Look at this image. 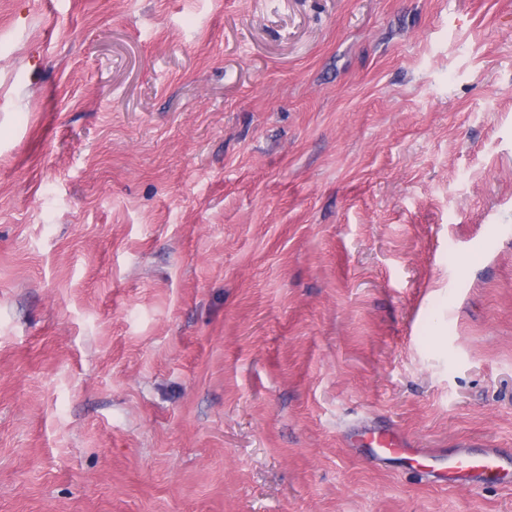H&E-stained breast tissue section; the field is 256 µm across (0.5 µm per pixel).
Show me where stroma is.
Instances as JSON below:
<instances>
[{"label": "stroma", "mask_w": 512, "mask_h": 512, "mask_svg": "<svg viewBox=\"0 0 512 512\" xmlns=\"http://www.w3.org/2000/svg\"><path fill=\"white\" fill-rule=\"evenodd\" d=\"M512 0H0V512H512ZM407 441L394 430L371 435L369 455L386 461L412 452L435 463H447L448 474L461 475L473 488L493 483H512V460L502 448H459L448 455L443 448H405Z\"/></svg>", "instance_id": "35a3bbf8"}]
</instances>
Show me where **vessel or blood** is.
<instances>
[{
    "instance_id": "obj_1",
    "label": "vessel or blood",
    "mask_w": 512,
    "mask_h": 512,
    "mask_svg": "<svg viewBox=\"0 0 512 512\" xmlns=\"http://www.w3.org/2000/svg\"><path fill=\"white\" fill-rule=\"evenodd\" d=\"M370 445L369 455L376 462L406 451L405 439L392 430L372 433ZM418 454L446 465L449 474L465 477L467 484L477 489L487 484L512 483V457L500 448H461L452 454L440 448H422Z\"/></svg>"
}]
</instances>
